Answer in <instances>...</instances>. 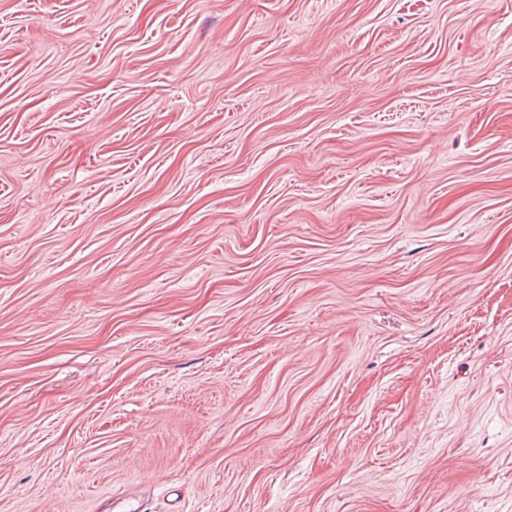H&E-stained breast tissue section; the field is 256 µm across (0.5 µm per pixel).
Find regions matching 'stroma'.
Listing matches in <instances>:
<instances>
[{"mask_svg": "<svg viewBox=\"0 0 512 512\" xmlns=\"http://www.w3.org/2000/svg\"><path fill=\"white\" fill-rule=\"evenodd\" d=\"M512 512V0H0V512Z\"/></svg>", "mask_w": 512, "mask_h": 512, "instance_id": "35a3bbf8", "label": "stroma"}]
</instances>
